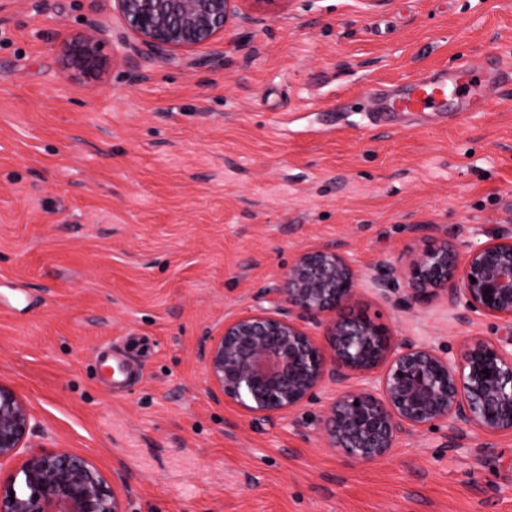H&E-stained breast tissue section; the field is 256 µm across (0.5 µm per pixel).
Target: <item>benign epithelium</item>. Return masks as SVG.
I'll return each mask as SVG.
<instances>
[{
  "label": "benign epithelium",
  "mask_w": 512,
  "mask_h": 512,
  "mask_svg": "<svg viewBox=\"0 0 512 512\" xmlns=\"http://www.w3.org/2000/svg\"><path fill=\"white\" fill-rule=\"evenodd\" d=\"M240 2L113 0V10L139 45L176 58L224 37L228 24L244 17ZM104 47L102 26L89 24L63 48L65 69L99 77L126 44L109 56ZM369 284L407 307L440 287L461 319L493 318L502 332L465 339L459 355L392 336L347 312L362 286L350 259L333 247H312L298 252L271 290V308L228 317L203 337L210 397L282 417L331 385L324 437L353 463L384 458L401 436L441 425L453 434L512 435V230L483 243L445 238L418 250L406 267L384 263ZM37 428L27 402L0 383V512H126L119 491L87 457L25 448Z\"/></svg>",
  "instance_id": "7a95c632"
}]
</instances>
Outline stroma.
Listing matches in <instances>:
<instances>
[{
  "label": "stroma",
  "instance_id": "stroma-1",
  "mask_svg": "<svg viewBox=\"0 0 512 512\" xmlns=\"http://www.w3.org/2000/svg\"><path fill=\"white\" fill-rule=\"evenodd\" d=\"M258 25L100 79L61 49L112 0H0V382L34 448L113 476L127 512H512V435L440 427L353 464L325 389L287 417L211 399L202 338L266 307L302 249L360 275L512 225V81L476 115L373 122L371 94L512 67V0H244ZM427 226L425 237L414 228ZM356 311L440 349L491 337L441 295Z\"/></svg>",
  "mask_w": 512,
  "mask_h": 512
}]
</instances>
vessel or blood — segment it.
<instances>
[{
	"label": "vessel or blood",
	"mask_w": 512,
	"mask_h": 512,
	"mask_svg": "<svg viewBox=\"0 0 512 512\" xmlns=\"http://www.w3.org/2000/svg\"><path fill=\"white\" fill-rule=\"evenodd\" d=\"M506 78L501 68L471 60L449 70L430 71L396 89L375 92L374 118L403 120L429 114L442 119L452 100L462 111L478 112Z\"/></svg>",
	"instance_id": "obj_1"
}]
</instances>
